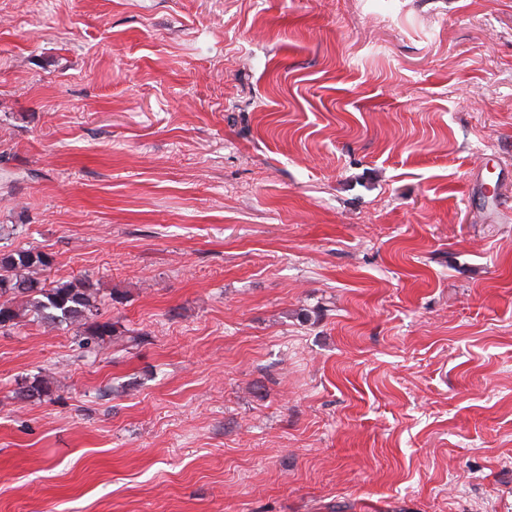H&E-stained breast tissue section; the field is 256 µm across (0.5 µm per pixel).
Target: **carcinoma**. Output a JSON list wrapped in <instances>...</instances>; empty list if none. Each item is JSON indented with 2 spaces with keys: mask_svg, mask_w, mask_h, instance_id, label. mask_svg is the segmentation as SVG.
Listing matches in <instances>:
<instances>
[{
  "mask_svg": "<svg viewBox=\"0 0 512 512\" xmlns=\"http://www.w3.org/2000/svg\"><path fill=\"white\" fill-rule=\"evenodd\" d=\"M54 256L34 248L0 246V332L30 317L49 325L75 326L90 341L116 332V324L96 320L97 288L88 277L52 280ZM51 394L48 378L37 375L16 392L22 400Z\"/></svg>",
  "mask_w": 512,
  "mask_h": 512,
  "instance_id": "carcinoma-1",
  "label": "carcinoma"
}]
</instances>
